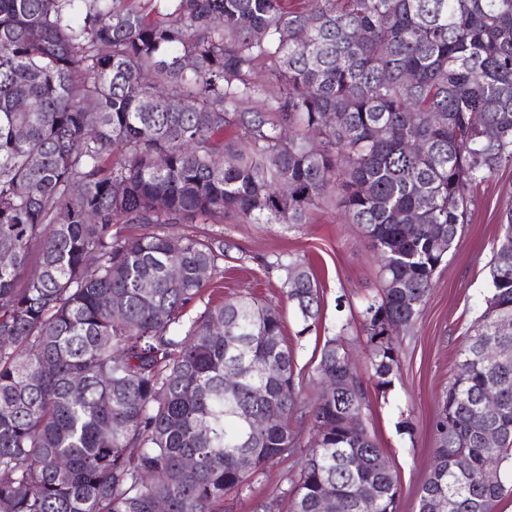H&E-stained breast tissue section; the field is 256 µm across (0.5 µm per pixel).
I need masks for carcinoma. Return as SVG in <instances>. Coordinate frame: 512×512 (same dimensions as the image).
<instances>
[{
	"mask_svg": "<svg viewBox=\"0 0 512 512\" xmlns=\"http://www.w3.org/2000/svg\"><path fill=\"white\" fill-rule=\"evenodd\" d=\"M162 2L150 18L133 0H0V512H224L227 495L302 447L300 412L302 468L255 512L283 498L288 512H320L324 494L336 512H396L382 448L342 426L370 404L349 323L328 330L315 373L344 387L301 397L279 306L244 294L188 315L224 277V237L176 227L308 224L340 208L379 266L362 329L370 379L391 388L392 328L420 315L472 190L512 168V0ZM255 98L263 110L246 107ZM499 224L418 512L438 498L444 512H493L512 468V355L484 356L490 341L512 352V331L496 328L512 320V262H500L512 208ZM264 266L297 336L319 331L314 270L284 254ZM460 454L467 472L452 465Z\"/></svg>",
	"mask_w": 512,
	"mask_h": 512,
	"instance_id": "carcinoma-1",
	"label": "carcinoma"
}]
</instances>
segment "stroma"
Listing matches in <instances>:
<instances>
[{"instance_id": "stroma-1", "label": "stroma", "mask_w": 512, "mask_h": 512, "mask_svg": "<svg viewBox=\"0 0 512 512\" xmlns=\"http://www.w3.org/2000/svg\"><path fill=\"white\" fill-rule=\"evenodd\" d=\"M476 205L446 261L433 278V288L415 323L398 336L400 371L388 391L369 387L366 425L390 461L399 484L396 512H418L421 485L432 462L436 439L433 418L455 371L464 333L485 307L489 261L499 234V216L512 208V170L503 169L491 181L474 188ZM203 232L223 236L224 279L207 289L213 302L227 303L250 293L279 304L284 335L297 364L315 370L322 338L298 337V323L278 278L258 259L278 253L309 263L320 284L325 325L349 318V307L378 288L376 265L357 225L344 223L339 211L317 212L311 223L243 224L225 218L206 224ZM305 448L268 465L250 489L228 496L224 512H254L259 499L287 487L305 458Z\"/></svg>"}]
</instances>
